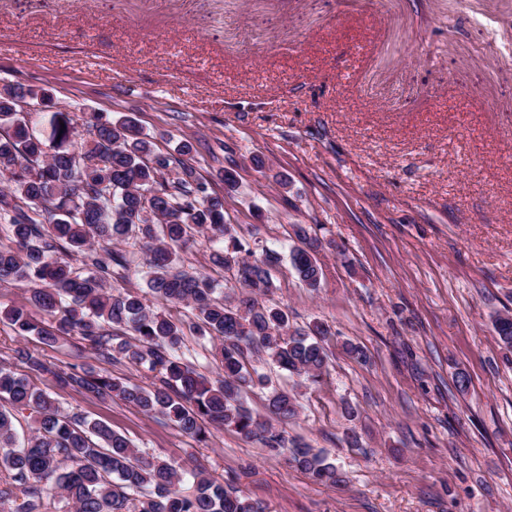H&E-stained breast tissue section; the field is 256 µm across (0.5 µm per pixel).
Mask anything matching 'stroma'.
I'll return each mask as SVG.
<instances>
[{
    "label": "stroma",
    "mask_w": 512,
    "mask_h": 512,
    "mask_svg": "<svg viewBox=\"0 0 512 512\" xmlns=\"http://www.w3.org/2000/svg\"><path fill=\"white\" fill-rule=\"evenodd\" d=\"M4 84L131 116L165 153L192 144L238 237L282 256L260 303L336 334L319 383L261 371L300 404L289 437L342 480L317 482L231 429L198 442L14 357L24 345L64 368L83 354L78 336L48 345L0 322L1 363L266 512H512V352L493 328L512 312V0H0ZM300 226L321 242L315 289L286 258ZM121 249L130 266L113 292L165 307L138 238ZM181 265L241 291L205 242ZM168 310L186 326L185 360L217 378L218 342L190 329L189 308Z\"/></svg>",
    "instance_id": "35a3bbf8"
}]
</instances>
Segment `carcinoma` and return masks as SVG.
Listing matches in <instances>:
<instances>
[{"label": "carcinoma", "mask_w": 512, "mask_h": 512, "mask_svg": "<svg viewBox=\"0 0 512 512\" xmlns=\"http://www.w3.org/2000/svg\"><path fill=\"white\" fill-rule=\"evenodd\" d=\"M27 94L22 86L0 90V173L8 183L0 190V223L10 232V244L0 246V281L36 279L42 287L33 290V310H1L0 321L7 320L23 338L51 342L76 334L96 363L55 368L26 347L16 348L15 358L33 373L53 375L62 388L118 398L199 442L208 440L209 425L232 429L285 453L316 481L338 482L336 466L323 453L288 445L285 431L273 425L297 415L296 398L272 386L250 362L251 356L264 355L289 374L316 381L329 363V328L315 321L292 330L286 311L258 302L257 296L275 288L271 270L279 254L265 249L258 257L234 235L224 221L223 197L208 192L186 160L191 144L180 145L174 155L163 153L134 118L106 119L86 109L50 113V135L44 138L17 112ZM79 120L91 139L76 140ZM134 232L150 291L169 305L190 308L194 331L221 341L217 379L209 380L182 358L181 323L137 295L107 289L115 268L128 259L96 244ZM199 235L212 262L233 272L243 293L225 297L210 277L178 267L180 252ZM296 237L300 245L289 250L290 265L307 287L316 288L322 277L314 253L318 239L301 227ZM63 254L80 261L81 269ZM41 315L53 318L55 326L42 327ZM115 330H129L132 338L116 343ZM494 330L499 345L512 350V317L497 315ZM121 360L148 366L157 382L145 389L112 376L106 366ZM256 387L267 390L265 420L243 401ZM3 395L12 405L0 410V469L8 473L0 485V508L7 512H41L56 492L74 512H265L242 490L227 488L202 470L190 472L193 494H181V473L171 462L140 455L101 420L65 413L50 395L0 364ZM19 409L33 418L21 445L14 424Z\"/></svg>", "instance_id": "1"}]
</instances>
